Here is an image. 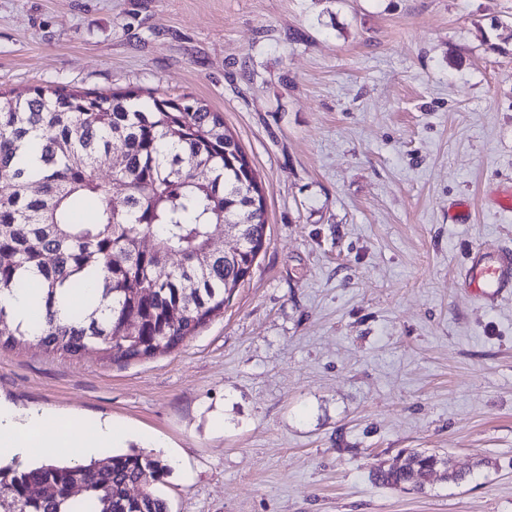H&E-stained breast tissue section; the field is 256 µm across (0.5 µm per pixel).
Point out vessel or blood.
I'll return each mask as SVG.
<instances>
[{
	"instance_id": "b4317fda",
	"label": "vessel or blood",
	"mask_w": 512,
	"mask_h": 512,
	"mask_svg": "<svg viewBox=\"0 0 512 512\" xmlns=\"http://www.w3.org/2000/svg\"><path fill=\"white\" fill-rule=\"evenodd\" d=\"M462 275L470 291L483 302L496 303L512 292V249L502 248L498 258L491 261L482 250H475Z\"/></svg>"
}]
</instances>
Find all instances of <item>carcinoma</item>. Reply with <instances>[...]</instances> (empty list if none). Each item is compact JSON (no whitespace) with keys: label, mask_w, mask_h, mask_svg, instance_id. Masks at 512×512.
I'll return each instance as SVG.
<instances>
[{"label":"carcinoma","mask_w":512,"mask_h":512,"mask_svg":"<svg viewBox=\"0 0 512 512\" xmlns=\"http://www.w3.org/2000/svg\"><path fill=\"white\" fill-rule=\"evenodd\" d=\"M102 167L124 196L98 178ZM261 189L223 116L197 100L51 85L1 91L0 293L24 291L34 270L45 315L32 337L0 307L9 329L0 346L35 340L64 356L97 350L125 361L176 349L243 282L253 244L266 237V208L252 206ZM84 206L91 217L82 223L74 215ZM226 224L243 239L229 256L211 248ZM166 470L136 450L11 468L0 471V512H169L151 489ZM438 470L463 479L449 457L417 450L375 479L418 488V474ZM76 483L81 499L70 492ZM36 486L43 493L34 497Z\"/></svg>","instance_id":"cac0c4a2"}]
</instances>
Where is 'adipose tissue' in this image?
Segmentation results:
<instances>
[{
    "label": "adipose tissue",
    "mask_w": 512,
    "mask_h": 512,
    "mask_svg": "<svg viewBox=\"0 0 512 512\" xmlns=\"http://www.w3.org/2000/svg\"><path fill=\"white\" fill-rule=\"evenodd\" d=\"M34 285L39 275H31ZM31 290L0 296L14 321L29 331H36L37 320L44 314L39 293ZM136 431L114 425L112 422L65 421L60 415L46 409L15 408L0 400V459L26 463L34 456H53L61 448L71 449L72 461L84 463L103 449L112 448L136 439Z\"/></svg>",
    "instance_id": "ef3b65f1"
}]
</instances>
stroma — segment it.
Segmentation results:
<instances>
[{
    "label": "stroma",
    "instance_id": "1",
    "mask_svg": "<svg viewBox=\"0 0 512 512\" xmlns=\"http://www.w3.org/2000/svg\"><path fill=\"white\" fill-rule=\"evenodd\" d=\"M47 84L222 113L266 240L171 353L0 348V399L154 438L170 512H512V296L462 278L512 246V0H0V90ZM412 448L463 481L375 480Z\"/></svg>",
    "mask_w": 512,
    "mask_h": 512
}]
</instances>
